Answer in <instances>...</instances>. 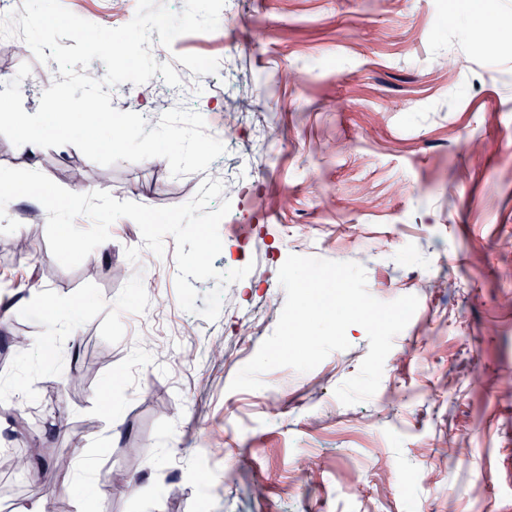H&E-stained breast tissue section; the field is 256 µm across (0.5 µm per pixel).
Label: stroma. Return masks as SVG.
<instances>
[{
  "mask_svg": "<svg viewBox=\"0 0 512 512\" xmlns=\"http://www.w3.org/2000/svg\"><path fill=\"white\" fill-rule=\"evenodd\" d=\"M468 3L242 0L213 36L154 50L160 63L206 60L192 108L207 134L222 124L225 67L238 78L228 97L241 132L204 173L173 177L160 157L102 166L72 145L33 160L0 122V166L37 167L70 191L76 166L90 190L150 207L186 203L204 178L251 162L248 193L230 198L244 229L220 227L213 262L250 272L225 288L213 321L198 311L215 279L195 281L196 313L178 305L173 237L140 263V230L121 218L67 269L41 203L8 205L32 251L18 256L15 236L0 234V292L37 279L73 327L52 330L32 300L8 315L0 417L20 416L8 446L37 441L43 464L23 477L0 469V512L54 489L61 454L73 476L50 512H512V0H484L502 33L494 44L474 37ZM63 4L116 28L137 0L122 18L112 0ZM252 27L267 39L248 41ZM289 70L306 82L284 80ZM259 125L268 140L253 137ZM291 254L362 264L378 300L418 297L370 399L334 394L368 352L358 325L349 348L315 369L276 368L260 389L230 390L276 327L277 273ZM271 397L274 416L263 408ZM308 458L322 472L304 480L296 470ZM115 469L137 492L105 494Z\"/></svg>",
  "mask_w": 512,
  "mask_h": 512,
  "instance_id": "stroma-1",
  "label": "stroma"
}]
</instances>
